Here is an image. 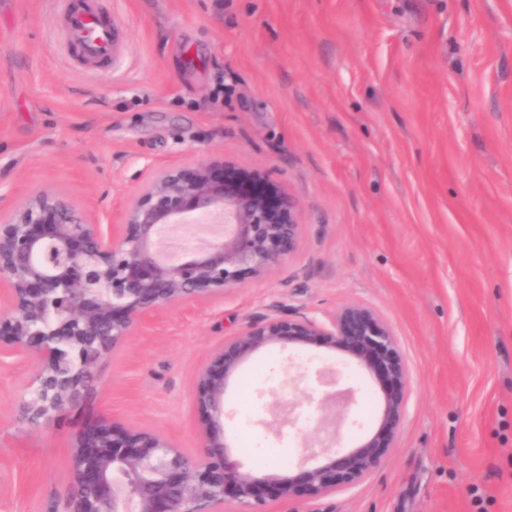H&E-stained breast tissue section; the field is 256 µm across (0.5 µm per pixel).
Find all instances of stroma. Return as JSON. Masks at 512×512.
I'll use <instances>...</instances> for the list:
<instances>
[{"label":"stroma","instance_id":"35a3bbf8","mask_svg":"<svg viewBox=\"0 0 512 512\" xmlns=\"http://www.w3.org/2000/svg\"><path fill=\"white\" fill-rule=\"evenodd\" d=\"M115 64L63 48L54 0H0V209L66 196L100 224L165 167L230 160L300 202L298 251L224 295L157 313L101 360L86 402L32 427L35 365L0 354V512H68L70 442L106 419L199 448L197 376L289 305L371 307L410 373L402 430L364 482L264 512H512V0H102ZM296 368L282 372L285 354ZM352 391L354 448L379 381L343 352L255 353L230 378V458L295 469L313 424L276 401Z\"/></svg>","mask_w":512,"mask_h":512}]
</instances>
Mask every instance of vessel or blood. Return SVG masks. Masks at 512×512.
I'll use <instances>...</instances> for the list:
<instances>
[{
	"label": "vessel or blood",
	"instance_id": "1",
	"mask_svg": "<svg viewBox=\"0 0 512 512\" xmlns=\"http://www.w3.org/2000/svg\"><path fill=\"white\" fill-rule=\"evenodd\" d=\"M62 33L72 51L86 62L112 59L114 32L97 0H57Z\"/></svg>",
	"mask_w": 512,
	"mask_h": 512
}]
</instances>
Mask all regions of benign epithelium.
Wrapping results in <instances>:
<instances>
[{
    "mask_svg": "<svg viewBox=\"0 0 512 512\" xmlns=\"http://www.w3.org/2000/svg\"><path fill=\"white\" fill-rule=\"evenodd\" d=\"M299 201L264 171L232 161L168 167L143 185L107 229L68 197L34 191L0 212V353L38 369L19 418L39 426L84 401L98 361L154 313L261 277L297 252ZM342 351L382 384L375 430L344 454L315 408L324 435L306 445L316 460L296 472H245L229 460L225 395L255 352L285 344ZM195 401L206 414L200 449L185 455L164 435L105 420L74 435L70 512H261L266 497L322 498L355 487L395 443L409 398L397 338L379 315L349 304L326 320L278 311L248 323L212 354Z\"/></svg>",
    "mask_w": 512,
    "mask_h": 512,
    "instance_id": "7a95c632",
    "label": "benign epithelium"
}]
</instances>
